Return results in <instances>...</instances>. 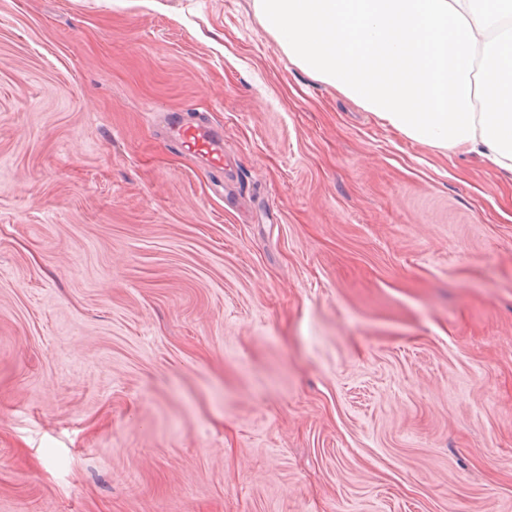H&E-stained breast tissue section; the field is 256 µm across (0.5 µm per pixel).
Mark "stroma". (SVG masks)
Returning a JSON list of instances; mask_svg holds the SVG:
<instances>
[{"mask_svg": "<svg viewBox=\"0 0 512 512\" xmlns=\"http://www.w3.org/2000/svg\"><path fill=\"white\" fill-rule=\"evenodd\" d=\"M0 512H512V182L253 0H0ZM172 143L181 150L207 160L212 168H223L224 136L207 123L187 124L174 114L168 118Z\"/></svg>", "mask_w": 512, "mask_h": 512, "instance_id": "obj_1", "label": "stroma"}]
</instances>
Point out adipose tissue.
Instances as JSON below:
<instances>
[{"mask_svg":"<svg viewBox=\"0 0 512 512\" xmlns=\"http://www.w3.org/2000/svg\"><path fill=\"white\" fill-rule=\"evenodd\" d=\"M291 62L411 141L512 174V0H253Z\"/></svg>","mask_w":512,"mask_h":512,"instance_id":"adipose-tissue-1","label":"adipose tissue"}]
</instances>
